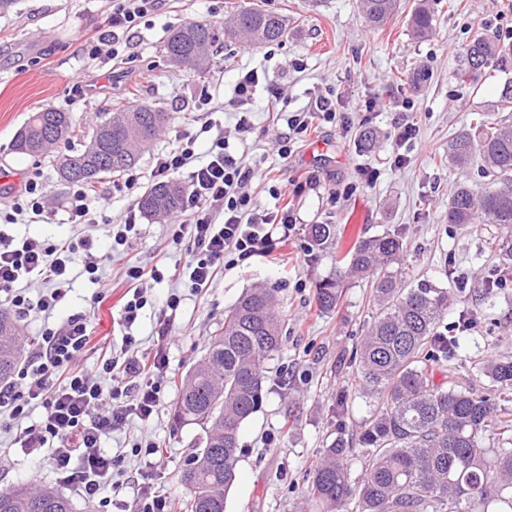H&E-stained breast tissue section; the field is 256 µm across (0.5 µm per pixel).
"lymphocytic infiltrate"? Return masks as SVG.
<instances>
[{
	"label": "lymphocytic infiltrate",
	"mask_w": 512,
	"mask_h": 512,
	"mask_svg": "<svg viewBox=\"0 0 512 512\" xmlns=\"http://www.w3.org/2000/svg\"><path fill=\"white\" fill-rule=\"evenodd\" d=\"M159 4L160 0H112L104 26L83 39L88 54H100L105 47L112 55L122 54L130 33L149 23ZM315 114L335 121V100L320 95L311 111L289 115L288 132L277 142L280 157L290 155L293 136L306 132ZM194 155L193 138L180 136L177 148L156 157L152 176L165 180L182 172L188 175L185 202L174 221L195 245L183 275L192 288L202 289L227 257L242 262L269 255L278 240L287 239L295 218L287 208L258 213L246 190L253 173L238 163L224 139L214 141L205 162L195 163ZM218 208L224 212L219 224L213 219ZM94 247L89 236L75 242L16 244L0 234V289L10 292V304L19 313L36 309L52 314L67 296L76 258H83L85 273L97 279ZM25 275L53 281L54 287L35 300L13 292L14 283ZM90 334V325L81 316L69 318L60 328L45 329L14 381L0 388V407H9L12 418L21 419L32 403L41 404L40 423L20 434L22 450L46 462L81 497L104 507L123 485L118 478L125 472L126 456L108 454L103 441L130 419L146 421L153 416L161 402L160 377L168 356L159 348L147 357L133 354L121 361L108 360L96 378L76 365L88 349Z\"/></svg>",
	"instance_id": "lymphocytic-infiltrate-1"
}]
</instances>
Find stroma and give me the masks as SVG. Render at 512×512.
Listing matches in <instances>:
<instances>
[{"mask_svg":"<svg viewBox=\"0 0 512 512\" xmlns=\"http://www.w3.org/2000/svg\"><path fill=\"white\" fill-rule=\"evenodd\" d=\"M257 5L288 18L281 42L219 49L201 79L166 63L162 42L170 28L188 19L218 23L237 7ZM431 6L436 33L417 42L409 34L407 14L374 30L365 24L359 0H162L151 25L130 37L127 64L106 53L88 57L79 38L82 31L103 25L112 0H19L12 13L0 16V232L40 243L89 234L99 244L98 280L74 269L72 290L53 315L33 310L18 321L33 339L69 317H85L97 346L79 365L92 373L107 359H123L124 336H134L136 350L144 353L164 346L169 366L156 413L146 422L130 420L106 437L103 446L124 455L127 472L134 476L142 465L130 456V448L155 442L162 462L148 477L175 510L186 497L177 474L201 433L196 425L174 421L177 389L204 355L225 312L248 288L275 289L288 322V340L281 357L266 364L260 410L241 428L240 460L225 512H298L306 493V468L338 433L332 409L337 393L351 385L353 352L374 312L371 289L367 282H356L335 311L322 313L314 286L335 275L337 257L358 238L401 231L404 271L449 289L453 303L447 323H454L461 310L471 312L473 322L460 334L458 380L472 381L479 359L512 355V278L491 293L483 291L495 265L486 243L512 237V227L448 221L452 184L483 181L479 166L462 171L449 161L448 140L468 127L472 113L495 111L506 78H512V69L501 73L488 68L475 85L463 86L454 73L475 31L512 43V0H432ZM254 67L281 87L283 103L269 108L265 90L257 89L248 106L250 125L241 130L233 85L240 71ZM421 69L428 72L427 81L411 85L410 76ZM76 82L85 90L77 100L69 93ZM320 94L335 98L341 120L315 121L306 136L295 139L289 158H281L274 142L287 130V114L308 110ZM118 101L162 107L169 114L168 125L139 165L92 188L99 198L94 224L70 223L74 185L58 181L51 157L15 154L11 141L41 107L73 113L89 127L97 113ZM402 121L416 124L419 133L399 146L395 133ZM364 126L379 132L368 150L357 141ZM180 133L195 138L201 155L216 138L226 137L234 155L254 171L249 191L259 208L274 210L273 193L282 189L296 217L288 241L271 257L226 264L199 292L178 275L191 245L175 243L176 227L168 220L137 217L123 251L108 252L111 226L123 222L153 185L155 157L175 148ZM398 153L406 158L400 166L394 163ZM367 166L379 172L375 184L365 182ZM311 173L319 182L310 189L303 182ZM31 178L47 194V219L39 223L12 215L7 205ZM312 224L335 225L336 243L312 247L307 236ZM133 264L158 267L162 278L141 283L147 303L127 329L119 321V306L130 287L126 269ZM172 292L183 294L185 301L167 327L163 305ZM99 294L105 300L98 304L94 298ZM163 327L168 333L162 338L158 332ZM19 433V427L0 426V453L13 460L10 467L0 468V490L31 481L71 496L75 512H84L86 499L21 451Z\"/></svg>","mask_w":512,"mask_h":512,"instance_id":"1","label":"stroma"}]
</instances>
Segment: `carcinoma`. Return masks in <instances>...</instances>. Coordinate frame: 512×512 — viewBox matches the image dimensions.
Masks as SVG:
<instances>
[{
  "label": "carcinoma",
  "mask_w": 512,
  "mask_h": 512,
  "mask_svg": "<svg viewBox=\"0 0 512 512\" xmlns=\"http://www.w3.org/2000/svg\"><path fill=\"white\" fill-rule=\"evenodd\" d=\"M403 8L402 0H360L366 23L382 29ZM288 20L262 7L240 8L222 24L186 21L163 41L172 67L190 60L194 74L218 48L274 42L287 33ZM408 27L417 40L435 30L428 0H417ZM512 44L483 35L466 47L460 83L475 82L490 67L505 70ZM169 120L161 108L124 105L96 116L92 133L78 148L56 157L63 181L87 186L133 167ZM81 135L70 112L44 107L15 132L17 154L51 153ZM479 157L490 176L484 185L459 182L448 196L450 224L512 226V123L475 112L469 127L448 140V159L460 169ZM184 187L176 180L155 184L137 202L149 218L179 211ZM313 246L336 238V225L313 224ZM400 232L357 240L342 256L336 275L318 282L315 299L323 312L336 309L348 281L369 278L373 320L355 350V390L370 414L355 433L339 432L307 470L306 507L301 512H512V410L497 406L486 388L512 390V356L479 363L488 387L439 384V367L451 372L459 337L443 331L448 290L429 282L413 283L400 267ZM499 278L512 275V239L495 243ZM285 318L273 290L254 287L243 293L210 337L204 357L188 371L175 402L179 424H196L202 434L180 472L188 491L184 512H224V499L236 478L242 424L263 402L264 363L280 356ZM25 337L16 319L0 310V384L14 373ZM489 435L497 447L482 445ZM360 454L362 472L352 477L351 457ZM0 512H74L72 500L49 488L19 484L0 491Z\"/></svg>",
  "instance_id": "carcinoma-1"
}]
</instances>
